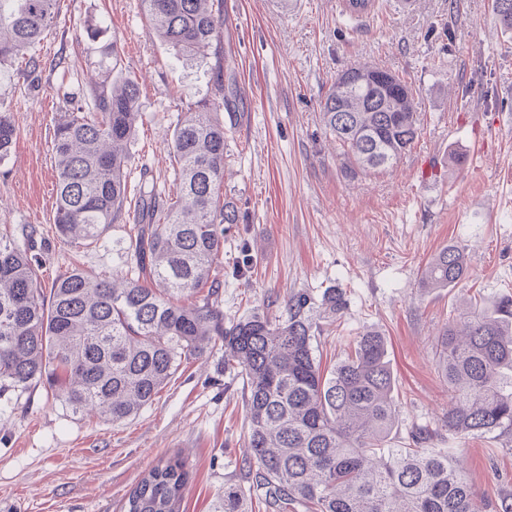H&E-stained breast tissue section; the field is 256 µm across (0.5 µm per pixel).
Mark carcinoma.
<instances>
[{"label":"carcinoma","mask_w":512,"mask_h":512,"mask_svg":"<svg viewBox=\"0 0 512 512\" xmlns=\"http://www.w3.org/2000/svg\"><path fill=\"white\" fill-rule=\"evenodd\" d=\"M59 0H0V67L51 28ZM156 37L182 54L207 56L224 28L214 0H140ZM512 31V0H493ZM98 76L70 99L53 137L57 207L66 243L91 246L126 215L136 224L127 269L109 280L74 268L49 292L39 265L0 235V391L46 381L74 412L88 408L121 423L136 416L189 358L219 348L224 368L242 378L248 430V491L270 512H512V489L494 500L473 490L452 449L430 448L420 429L400 447L391 435L400 408L383 334L367 329L328 372L317 359L322 325L341 319L347 300L288 295L280 315L254 311L224 321L223 281L213 275L225 225L238 207L222 198L227 129L217 114L236 91L224 86L231 59L220 57L213 97L181 116L169 144L177 191L168 197L141 173L128 203L126 147L135 135L139 85L117 83V42L94 43ZM341 94L322 103L324 126L351 169L380 172L410 150L419 118L408 86L392 73L362 80L346 70ZM16 140L0 112V162ZM467 273L465 248L450 245L426 265L420 286L452 288ZM436 369L448 385L442 423L452 437L507 439L512 447V298L472 304L435 338ZM188 472L169 458L129 491L126 512H180ZM213 512H244V494L224 488Z\"/></svg>","instance_id":"carcinoma-1"}]
</instances>
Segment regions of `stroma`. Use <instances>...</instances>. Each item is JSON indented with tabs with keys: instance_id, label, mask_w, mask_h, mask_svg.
<instances>
[{
	"instance_id": "35a3bbf8",
	"label": "stroma",
	"mask_w": 512,
	"mask_h": 512,
	"mask_svg": "<svg viewBox=\"0 0 512 512\" xmlns=\"http://www.w3.org/2000/svg\"><path fill=\"white\" fill-rule=\"evenodd\" d=\"M218 48L232 58L235 123L224 149L230 225L215 274L224 315L281 312L290 293L341 288L347 308L320 338L332 368L371 326L387 339L395 439L429 429L433 447L461 449L478 493L512 489V451L489 458L488 440L449 436L448 386L435 369L438 330L469 302L512 297V33L492 0H374L370 16L344 0H222ZM118 39L121 67L140 88L141 120L127 147L132 178L172 180L170 137L182 112L205 97L215 55L178 54L152 32L139 0H60L50 31L31 50L39 65L0 68V111L17 131L0 162V234L39 265L43 286L74 267L102 277L126 260L128 223L100 246L56 235L53 130L64 91L94 74L89 34ZM368 64L412 88L420 134L393 168L346 174L325 132L321 102L336 77ZM465 247L469 270L452 288L419 285L431 257ZM240 378L220 354L182 363L138 416L115 423L74 414L40 383L0 392V512H122L128 491L159 460L189 472L181 512H212L225 487L248 488Z\"/></svg>"
}]
</instances>
